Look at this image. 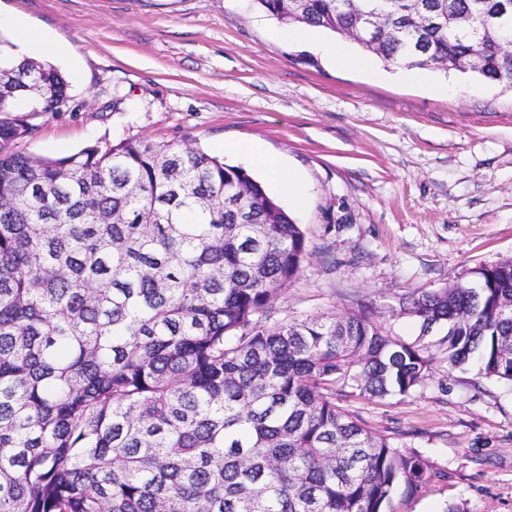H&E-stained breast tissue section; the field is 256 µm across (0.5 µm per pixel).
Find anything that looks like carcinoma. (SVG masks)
I'll return each instance as SVG.
<instances>
[{"label": "carcinoma", "mask_w": 512, "mask_h": 512, "mask_svg": "<svg viewBox=\"0 0 512 512\" xmlns=\"http://www.w3.org/2000/svg\"><path fill=\"white\" fill-rule=\"evenodd\" d=\"M385 63L512 87V0H255ZM0 113L71 112L50 62L7 63ZM0 121V512H401L445 470L346 406L435 365L512 385V258L365 307L280 299L305 232L244 168L129 137L63 158Z\"/></svg>", "instance_id": "carcinoma-1"}]
</instances>
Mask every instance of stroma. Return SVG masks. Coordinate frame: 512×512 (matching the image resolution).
<instances>
[{"label":"stroma","instance_id":"stroma-1","mask_svg":"<svg viewBox=\"0 0 512 512\" xmlns=\"http://www.w3.org/2000/svg\"><path fill=\"white\" fill-rule=\"evenodd\" d=\"M49 42L75 112L30 113L23 151L52 158L136 136L189 138L225 163L224 143L279 156L305 186L303 207L255 171L299 224L310 255L285 294L299 315L373 305L395 331L402 296L465 282L512 257V89L429 69L342 67L318 41L276 38L282 22L254 0H0ZM454 85L440 94L436 84ZM121 103H114V95ZM375 431L407 433L448 472L405 512H512V387L476 370L439 368L413 395L355 399Z\"/></svg>","mask_w":512,"mask_h":512}]
</instances>
